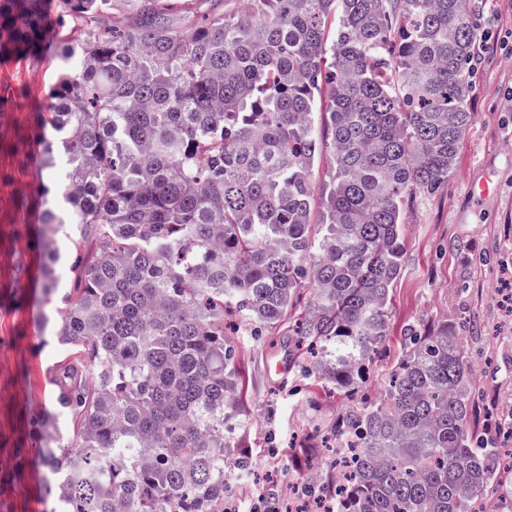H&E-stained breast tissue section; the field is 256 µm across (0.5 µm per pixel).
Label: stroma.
Instances as JSON below:
<instances>
[{
  "label": "stroma",
  "mask_w": 512,
  "mask_h": 512,
  "mask_svg": "<svg viewBox=\"0 0 512 512\" xmlns=\"http://www.w3.org/2000/svg\"><path fill=\"white\" fill-rule=\"evenodd\" d=\"M482 37L468 107L475 118L460 142L455 170L432 193H412L402 271L392 288L386 350L346 389L306 376L293 330L256 331L228 320L246 393L237 433L248 471L228 473L231 512L309 508L336 482V451L320 440L362 402L379 397L404 355L409 327L448 326L463 336L476 368L468 429L494 435L498 412L512 404V0H470ZM59 76L54 55H0V512H48L37 468L33 420L52 406L46 380L64 355L42 325V255L26 233L38 223L33 202L54 187L29 133ZM492 176L493 196H472L473 180ZM286 360L288 369L273 366Z\"/></svg>",
  "instance_id": "35a3bbf8"
}]
</instances>
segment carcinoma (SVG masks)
<instances>
[{
    "mask_svg": "<svg viewBox=\"0 0 512 512\" xmlns=\"http://www.w3.org/2000/svg\"><path fill=\"white\" fill-rule=\"evenodd\" d=\"M189 31L175 0H0V53L53 40L62 73L36 124L63 192L41 212L43 302L68 355L57 412L36 419L49 512H226L245 470L224 303L259 331L296 322L306 370L339 388L387 340L401 206L448 182L474 119L469 0H246ZM129 15L128 26L68 20ZM335 38L327 42L329 19ZM330 76L331 141L313 110ZM336 167L312 234V168ZM96 251L52 280L59 232ZM311 286L306 306L297 294ZM460 338L409 330L383 402L350 411L325 512H476L500 450L468 432ZM71 417L60 431L55 421ZM481 512H512V488Z\"/></svg>",
    "mask_w": 512,
    "mask_h": 512,
    "instance_id": "carcinoma-1",
    "label": "carcinoma"
}]
</instances>
